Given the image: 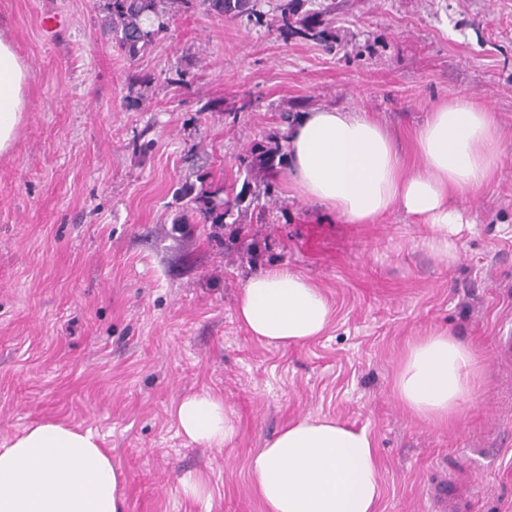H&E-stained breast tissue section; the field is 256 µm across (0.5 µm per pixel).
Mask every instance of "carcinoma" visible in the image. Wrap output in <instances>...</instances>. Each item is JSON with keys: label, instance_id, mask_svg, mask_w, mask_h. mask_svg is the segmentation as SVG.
<instances>
[{"label": "carcinoma", "instance_id": "cac0c4a2", "mask_svg": "<svg viewBox=\"0 0 512 512\" xmlns=\"http://www.w3.org/2000/svg\"><path fill=\"white\" fill-rule=\"evenodd\" d=\"M307 0H282L277 6L280 12L277 31L283 39H288L292 29L291 16L295 15ZM197 4L205 10L222 16L238 17L252 15L261 21L262 12L256 10L255 0H110L112 31L118 43L130 56L135 57L144 51L153 39L166 27V17L174 10ZM256 165L266 178L264 194L274 188L278 168L282 165V155L276 148L259 152L255 157ZM246 197L245 190L236 195L224 194V188L218 187L191 198L194 213L205 223L223 224L240 208Z\"/></svg>", "mask_w": 512, "mask_h": 512}]
</instances>
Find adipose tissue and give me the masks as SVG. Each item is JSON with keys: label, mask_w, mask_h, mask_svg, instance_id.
I'll list each match as a JSON object with an SVG mask.
<instances>
[{"label": "adipose tissue", "mask_w": 512, "mask_h": 512, "mask_svg": "<svg viewBox=\"0 0 512 512\" xmlns=\"http://www.w3.org/2000/svg\"><path fill=\"white\" fill-rule=\"evenodd\" d=\"M27 69L0 34V154L16 139L27 108ZM288 187L346 224H373L392 210L426 224L424 248L445 264L459 257L467 222L453 198L496 178L504 147L491 108L458 94L432 108L413 137L419 163L407 168L388 128L359 109L317 108L287 127ZM258 341L288 347L321 336L332 307L311 279L282 263L250 276L235 309ZM480 372L459 337L433 331L410 340L393 383L412 416L432 425L456 420ZM177 431L207 448L232 447L238 427L222 398L202 391L170 409ZM264 512H379L383 484L367 428L327 416L286 423L248 462ZM121 476L92 430L42 421L0 442V512H124Z\"/></svg>", "instance_id": "ef3b65f1"}]
</instances>
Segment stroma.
I'll return each instance as SVG.
<instances>
[{"instance_id":"obj_1","label":"stroma","mask_w":512,"mask_h":512,"mask_svg":"<svg viewBox=\"0 0 512 512\" xmlns=\"http://www.w3.org/2000/svg\"><path fill=\"white\" fill-rule=\"evenodd\" d=\"M200 7L129 57L105 0H0V30L26 63L28 110L0 155V441L41 421L98 433L125 512H263L250 456L289 418L371 430L380 512H512V0H313L327 41L279 37ZM60 14L54 34L44 16ZM471 94L497 112L496 180L464 200L473 231L445 265L395 211L346 224L291 196L237 225L203 224L185 189L241 187L254 147L280 145L282 113L359 108L410 146L426 112ZM240 246L229 247L230 233ZM285 262L333 309L325 334L276 348L235 302ZM431 330L461 336L482 375L461 418L437 427L392 390L400 355ZM209 391L231 408L230 449L177 434L170 407ZM208 477L210 503L178 478Z\"/></svg>"}]
</instances>
